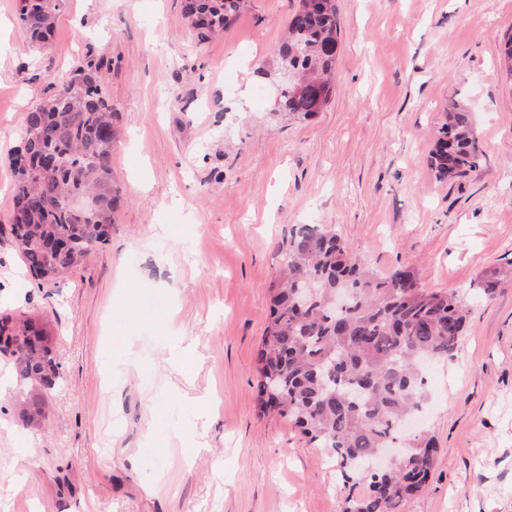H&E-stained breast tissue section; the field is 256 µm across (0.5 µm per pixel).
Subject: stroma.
Instances as JSON below:
<instances>
[{
    "mask_svg": "<svg viewBox=\"0 0 512 512\" xmlns=\"http://www.w3.org/2000/svg\"><path fill=\"white\" fill-rule=\"evenodd\" d=\"M338 79L305 120L277 110V49L300 0H243L201 38L183 0H60L34 46L0 0V224L25 114L85 59L121 114L108 242L63 280L0 236V314L49 321L60 378L23 427L0 355V512H344L329 449L257 402L269 286L297 224H332L376 272L408 266L470 304L452 361L426 371V487L400 512H512V0H335ZM482 153L437 180L449 102ZM188 350L191 370L172 351Z\"/></svg>",
    "mask_w": 512,
    "mask_h": 512,
    "instance_id": "1",
    "label": "stroma"
}]
</instances>
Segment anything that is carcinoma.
Here are the masks:
<instances>
[{
  "label": "carcinoma",
  "instance_id": "1",
  "mask_svg": "<svg viewBox=\"0 0 512 512\" xmlns=\"http://www.w3.org/2000/svg\"><path fill=\"white\" fill-rule=\"evenodd\" d=\"M315 10L299 7L278 49L280 69L292 75L283 87L279 111L305 120L320 111L333 87L339 26L333 0ZM241 0H185L186 16L203 38L224 29ZM58 0L20 8L19 20L33 43L45 42L54 27ZM120 135V113L102 90L98 67L87 61L51 92L23 123L22 142L38 161L33 170L13 168V212L24 224H8L25 264L55 281L80 265L107 240L120 189L112 177V151ZM481 154L470 113L459 107L445 114L431 162L441 179L479 166ZM93 196L90 209L73 208L74 197ZM285 263L270 288L271 312L258 354V395L267 405L278 397V413L303 428L310 440L334 451L352 479L357 467L400 439L401 422L422 409V363L455 357L470 313L453 292L424 288L399 266L380 276L369 269L336 230L300 224L291 233ZM315 293L301 304L299 288ZM500 271L483 274L477 288L490 298ZM15 321L39 327L36 342L0 353L14 357L19 383L46 388L57 377L52 332L33 318L0 316V332ZM45 419L44 406L31 396L20 412L26 426ZM406 459L384 474L358 479L366 491L348 501L346 512H396L403 499L426 482L434 466L431 440H408Z\"/></svg>",
  "mask_w": 512,
  "mask_h": 512
}]
</instances>
